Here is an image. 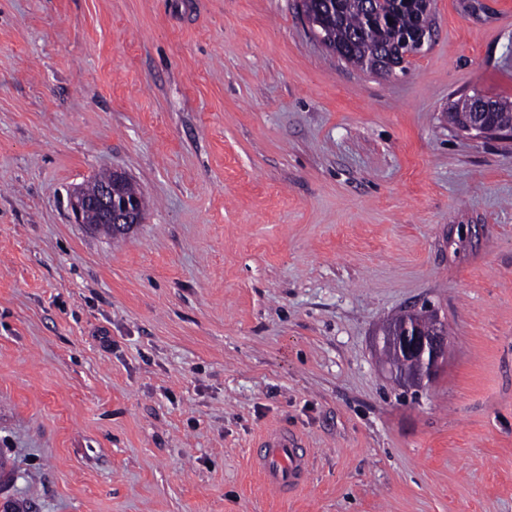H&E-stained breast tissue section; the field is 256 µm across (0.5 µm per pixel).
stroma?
<instances>
[{"instance_id": "stroma-1", "label": "stroma", "mask_w": 512, "mask_h": 512, "mask_svg": "<svg viewBox=\"0 0 512 512\" xmlns=\"http://www.w3.org/2000/svg\"><path fill=\"white\" fill-rule=\"evenodd\" d=\"M432 18L384 78L298 0H0V512H512V142L448 121L512 100V0ZM112 170L116 239L69 208ZM424 303L408 387L379 340ZM112 172L99 176L98 182L103 183H99L94 192H89L86 186L73 190L70 193L69 205L76 223L86 224L87 220L88 224H95L108 234L111 231L105 224H109L112 227V235L120 236L134 224L143 222L145 204L140 195L131 198L121 196L119 188L128 178L121 171ZM124 187L128 196L139 193L131 181ZM90 211L99 214L101 224H98L97 214ZM420 315H430L432 322L428 328H422L416 323L411 326L408 319L402 321L406 315L394 318L398 323L388 324L383 331V344L396 351L402 369L400 379L407 384H423L427 379L426 367L429 361L439 362L448 350V326L441 321L428 304H422L419 309L410 313L415 320ZM386 348V355L390 364L398 368L396 356ZM254 448L252 454L266 489L291 497L304 488L309 475L310 448L302 437L279 429L260 437Z\"/></svg>"}]
</instances>
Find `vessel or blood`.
<instances>
[{
    "label": "vessel or blood",
    "instance_id": "b4317fda",
    "mask_svg": "<svg viewBox=\"0 0 512 512\" xmlns=\"http://www.w3.org/2000/svg\"><path fill=\"white\" fill-rule=\"evenodd\" d=\"M253 456L269 491L291 496L304 488L310 450L302 437L284 429L268 432L256 442Z\"/></svg>",
    "mask_w": 512,
    "mask_h": 512
}]
</instances>
